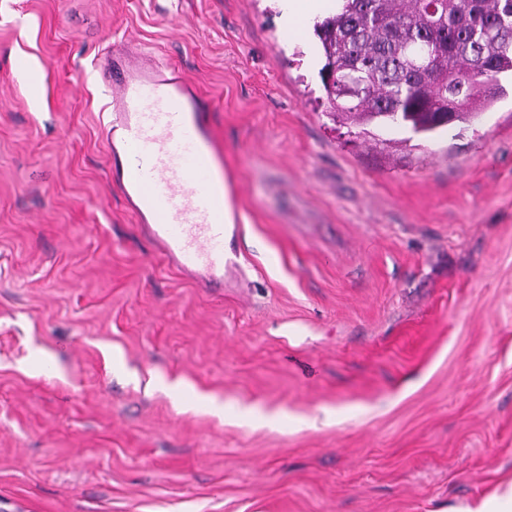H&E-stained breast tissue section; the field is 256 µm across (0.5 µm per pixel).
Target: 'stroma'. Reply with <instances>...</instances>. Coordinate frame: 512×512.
Segmentation results:
<instances>
[{"label":"stroma","mask_w":512,"mask_h":512,"mask_svg":"<svg viewBox=\"0 0 512 512\" xmlns=\"http://www.w3.org/2000/svg\"><path fill=\"white\" fill-rule=\"evenodd\" d=\"M114 42L208 103L222 291L106 178ZM323 64L276 0H0V512H464L512 484V77L427 137L337 122Z\"/></svg>","instance_id":"obj_1"}]
</instances>
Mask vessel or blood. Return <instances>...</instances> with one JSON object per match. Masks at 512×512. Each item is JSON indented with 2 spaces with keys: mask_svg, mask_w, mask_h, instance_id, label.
<instances>
[{
  "mask_svg": "<svg viewBox=\"0 0 512 512\" xmlns=\"http://www.w3.org/2000/svg\"><path fill=\"white\" fill-rule=\"evenodd\" d=\"M96 67L109 88L101 132L110 181L149 217L147 232L169 262L206 287H223L224 195L202 98L174 67L144 62L123 45Z\"/></svg>",
  "mask_w": 512,
  "mask_h": 512,
  "instance_id": "vessel-or-blood-1",
  "label": "vessel or blood"
}]
</instances>
